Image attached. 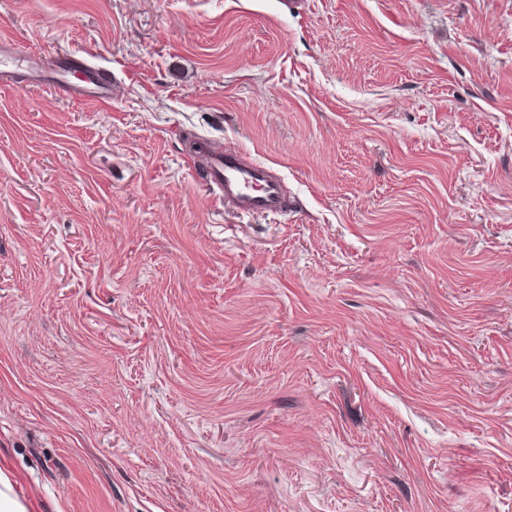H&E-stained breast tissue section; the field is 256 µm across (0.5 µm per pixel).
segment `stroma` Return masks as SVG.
<instances>
[{"instance_id": "stroma-1", "label": "stroma", "mask_w": 512, "mask_h": 512, "mask_svg": "<svg viewBox=\"0 0 512 512\" xmlns=\"http://www.w3.org/2000/svg\"><path fill=\"white\" fill-rule=\"evenodd\" d=\"M0 0V463L35 512H512V0ZM273 168L224 206L197 146ZM27 62V70L25 73V81L34 83L41 82V74L43 71V58L39 54L29 53L28 57L20 58L14 51L13 42L0 38V66L11 63L12 61ZM56 87L64 94L81 101L97 103L102 107L112 105L107 88L95 73L80 62H67L57 66Z\"/></svg>"}]
</instances>
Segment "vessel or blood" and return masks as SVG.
Returning a JSON list of instances; mask_svg holds the SVG:
<instances>
[{"label":"vessel or blood","mask_w":512,"mask_h":512,"mask_svg":"<svg viewBox=\"0 0 512 512\" xmlns=\"http://www.w3.org/2000/svg\"><path fill=\"white\" fill-rule=\"evenodd\" d=\"M55 84L72 98L111 106L105 85L80 62L60 64ZM210 174L224 193L225 206L246 214L286 210L288 196L280 178L267 166L246 160L242 154L215 146L206 150Z\"/></svg>","instance_id":"vessel-or-blood-1"}]
</instances>
